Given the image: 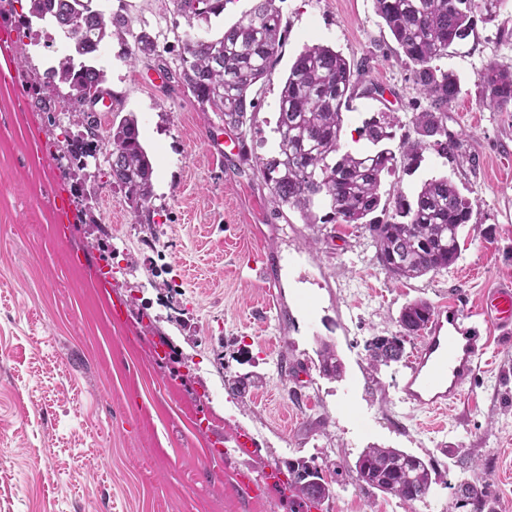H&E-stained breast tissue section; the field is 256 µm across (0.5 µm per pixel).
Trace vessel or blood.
<instances>
[{"label": "vessel or blood", "mask_w": 512, "mask_h": 512, "mask_svg": "<svg viewBox=\"0 0 512 512\" xmlns=\"http://www.w3.org/2000/svg\"><path fill=\"white\" fill-rule=\"evenodd\" d=\"M484 317L512 331V289L496 288L483 300ZM489 348V339L457 306L437 309L410 369L398 385L402 402L427 413L458 400Z\"/></svg>", "instance_id": "1"}]
</instances>
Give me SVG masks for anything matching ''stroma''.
Here are the masks:
<instances>
[{"label": "stroma", "instance_id": "obj_1", "mask_svg": "<svg viewBox=\"0 0 512 512\" xmlns=\"http://www.w3.org/2000/svg\"><path fill=\"white\" fill-rule=\"evenodd\" d=\"M276 4L287 38L250 90L259 103L246 131L253 158L276 152L282 83L312 43L366 60V79L383 88L352 100L345 131L384 114L397 138L417 139L411 68L373 0ZM93 6L128 21L92 63L112 92L102 121L134 117L153 163L150 221L102 178L83 214L79 180L60 168L59 130L33 92L68 43L59 31L36 46L15 41L19 66L0 79V512H301L290 483L266 482L299 458L332 483L322 512H475L455 497L463 480L493 512H512V338L487 327V354L438 417L397 393L418 338L406 342L405 361L376 370L364 350L370 337L400 333L409 302L475 314L486 292L512 284V112L480 105L478 86L490 63H512V0L501 21L477 23L437 62L462 82L446 120L456 156L429 147L420 165L399 162L383 181V192L410 198L445 175L473 207L459 260L402 281L379 265L364 230L276 210L251 162L220 153L236 133L219 113L133 55L135 36L148 32L177 70L185 39L220 36L252 0H228L220 16L191 24L173 0ZM59 193L71 207L63 226ZM117 299L127 308L119 323L110 314ZM325 342L341 378L322 373ZM245 374L263 381L232 395L229 381ZM241 431L253 452L238 449ZM370 446L432 463L428 494L406 502L364 488L355 462ZM239 473L262 485L259 496L242 493Z\"/></svg>", "mask_w": 512, "mask_h": 512}]
</instances>
